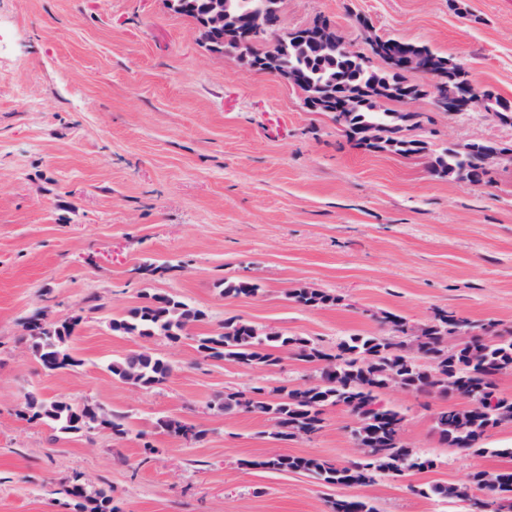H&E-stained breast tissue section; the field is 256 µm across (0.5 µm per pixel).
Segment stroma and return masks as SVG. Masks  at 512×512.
Listing matches in <instances>:
<instances>
[{
  "mask_svg": "<svg viewBox=\"0 0 512 512\" xmlns=\"http://www.w3.org/2000/svg\"><path fill=\"white\" fill-rule=\"evenodd\" d=\"M319 15L361 51L357 20L368 18L374 34L427 44L512 100V0H282L288 30ZM395 109L418 113L405 133L426 141L425 154L354 146L295 86L209 52L164 0H0V512H67L59 489L76 473L111 487L120 512H332L339 499L377 512H474L422 490L512 470V423L489 432L485 453L451 448L435 419L466 400L390 385L381 400L433 467L326 486L262 462L359 460L361 422L348 408L326 407L314 437L276 441L268 418L214 405L253 385L311 384L314 366L287 353L262 369L202 362L194 342L238 317L332 353L355 333L388 335L386 315L425 323L439 309L512 330V161L492 165L490 187L430 169L468 143L512 148V124L480 107L438 111L429 94ZM165 260L179 271L144 268ZM241 277L260 292L224 296L223 281ZM300 286L337 302L298 306L288 292ZM146 293L181 296L207 318L178 343L113 333L110 319ZM92 294L101 311H88ZM38 312L82 315L70 343L80 366H41L26 341ZM144 346L173 368L149 390L108 369ZM31 392L126 412L131 429L118 439L26 420ZM165 417L207 435L171 437L155 427Z\"/></svg>",
  "mask_w": 512,
  "mask_h": 512,
  "instance_id": "obj_1",
  "label": "stroma"
}]
</instances>
